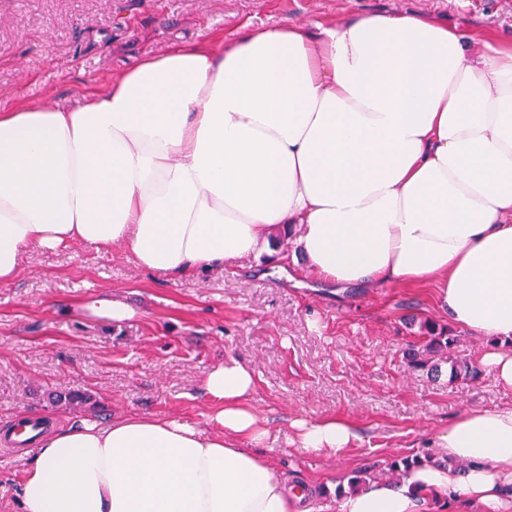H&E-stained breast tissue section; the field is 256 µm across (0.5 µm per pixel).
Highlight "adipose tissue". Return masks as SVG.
I'll use <instances>...</instances> for the list:
<instances>
[{"mask_svg": "<svg viewBox=\"0 0 512 512\" xmlns=\"http://www.w3.org/2000/svg\"><path fill=\"white\" fill-rule=\"evenodd\" d=\"M479 43L424 13L246 23L220 52L142 57L78 107L0 112V284L26 250L119 246L198 276L291 232L318 280L433 285L512 389V41ZM254 386L231 356L205 374L208 435L154 415L41 435L21 512H312L256 451ZM294 426L306 450L356 437ZM431 445L438 463L345 490L338 512H512V406L465 409Z\"/></svg>", "mask_w": 512, "mask_h": 512, "instance_id": "1", "label": "adipose tissue"}]
</instances>
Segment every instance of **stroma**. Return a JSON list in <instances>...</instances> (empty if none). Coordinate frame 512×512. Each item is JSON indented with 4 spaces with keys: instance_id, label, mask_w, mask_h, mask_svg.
Returning a JSON list of instances; mask_svg holds the SVG:
<instances>
[{
    "instance_id": "obj_1",
    "label": "stroma",
    "mask_w": 512,
    "mask_h": 512,
    "mask_svg": "<svg viewBox=\"0 0 512 512\" xmlns=\"http://www.w3.org/2000/svg\"><path fill=\"white\" fill-rule=\"evenodd\" d=\"M430 12L466 35L512 39V0H0V110L21 102L71 106L104 90L114 73L172 42L193 44L242 24H344L366 14ZM272 254L173 278L134 256L77 243L29 251L0 284V430L24 413L54 426L130 414L173 416L211 433L200 382L234 356L253 368L251 403L270 428L264 455L289 482L306 484L313 506L337 512L352 471L427 451L432 433L467 408L512 405V390L488 372L454 379L410 369L403 357L420 324L450 326L452 358L479 365L488 344L451 325L430 286L339 289L303 266L279 274ZM131 314L108 316L113 302ZM78 391L85 404L55 402ZM343 417L356 440L342 455L289 444L292 421Z\"/></svg>"
}]
</instances>
